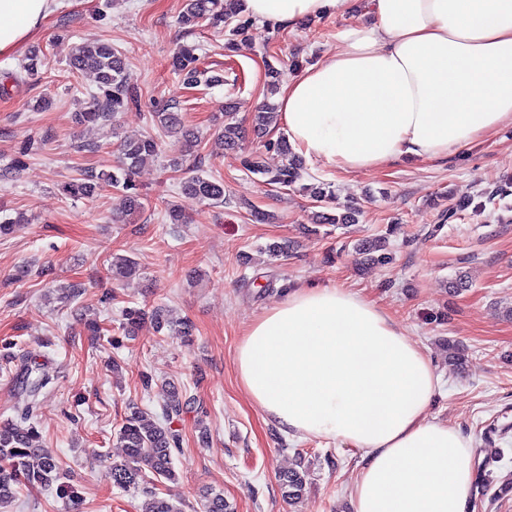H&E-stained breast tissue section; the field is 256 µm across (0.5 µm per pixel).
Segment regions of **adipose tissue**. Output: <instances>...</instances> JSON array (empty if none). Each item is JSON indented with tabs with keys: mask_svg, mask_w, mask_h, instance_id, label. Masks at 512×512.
I'll list each match as a JSON object with an SVG mask.
<instances>
[{
	"mask_svg": "<svg viewBox=\"0 0 512 512\" xmlns=\"http://www.w3.org/2000/svg\"><path fill=\"white\" fill-rule=\"evenodd\" d=\"M56 0H0V55L22 49ZM348 0H245L258 23L295 26ZM370 20L291 77L278 124L306 159L351 173L437 161L512 125V0H364ZM265 422L360 449L354 512H467L471 443L430 419L438 384L424 350L373 301L296 285L236 349Z\"/></svg>",
	"mask_w": 512,
	"mask_h": 512,
	"instance_id": "1",
	"label": "adipose tissue"
}]
</instances>
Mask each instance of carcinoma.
<instances>
[{
    "instance_id": "1",
    "label": "carcinoma",
    "mask_w": 512,
    "mask_h": 512,
    "mask_svg": "<svg viewBox=\"0 0 512 512\" xmlns=\"http://www.w3.org/2000/svg\"><path fill=\"white\" fill-rule=\"evenodd\" d=\"M243 5L240 0H183V9L178 16V24L189 34L193 28L207 21L218 28L228 27L227 48L236 46V41L245 37L251 20L242 16ZM197 46L182 43L173 53L171 66L173 71L191 87L204 85L213 87L222 84L220 74H210L199 67ZM68 66L74 74L91 72L96 75L97 91L92 94L89 109L76 113L80 123L104 126L114 114L138 103L137 91L130 87L125 78L126 60L111 44L97 40L84 41L72 51ZM276 108L269 102L259 105L254 112V130L264 133L272 123ZM154 123L161 132L181 144L183 151L195 147L197 138L184 124L181 113L163 108L153 114ZM241 129L236 123L224 125L221 139L229 150L239 148ZM121 163L112 171H86L66 186V191L75 198H90L100 187L107 185L118 192V211L131 213L143 207V196L134 181L137 168L150 156L161 152L160 140L147 135L137 139L120 142ZM267 148L277 151L285 160L281 166L271 169L264 164L262 155L248 153L240 158L242 168L265 178L268 185H276L284 191L303 192L317 202L324 201L331 191L318 185L302 183V162L284 139L270 142ZM185 198L189 200H207L214 204L224 203V181L202 172L186 178L183 184ZM512 193V178L506 179L496 191L479 196L464 195L452 207L448 208V217H453L471 206L484 209L495 204V199ZM360 209L352 204L344 206L340 213L318 212L316 224H354L358 221ZM357 261L361 265H386L390 263L388 240L379 235L358 243L354 247ZM109 272L116 280H122L137 273L134 259L128 256H115L110 263ZM152 319L157 330L168 328L180 334L189 332L186 321H174L165 310L156 308ZM37 374H32V371ZM24 368L23 384L25 398L23 405L15 409L10 421L0 423V509L12 504L22 487L29 489L56 487L63 509L69 510L78 495L70 484V474L56 455L41 443L40 433L33 421L37 407V398L43 389L52 382V375L43 367ZM196 399L187 392L172 385L162 403V411L167 420H172L186 412ZM118 438L125 455L119 462L109 467L107 478L112 486L122 490L137 489L145 500L140 512H180V509L168 499L158 495L154 482L175 480L173 453L180 447V434L170 426H162L150 417L138 405L132 403L119 429ZM307 470L292 468L280 473L279 481L284 497L290 502L298 500L306 485ZM203 512H230V506L224 500V494L211 489L203 493Z\"/></svg>"
}]
</instances>
